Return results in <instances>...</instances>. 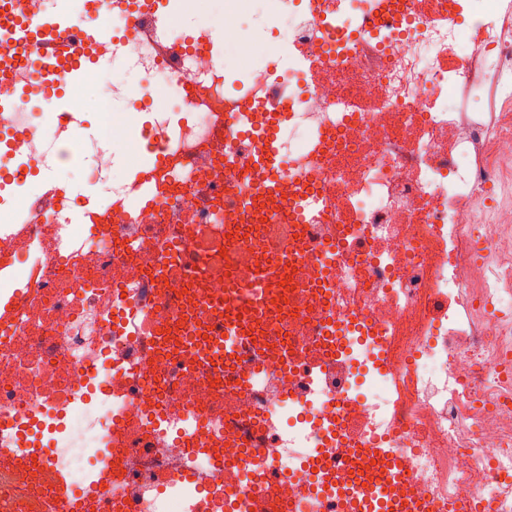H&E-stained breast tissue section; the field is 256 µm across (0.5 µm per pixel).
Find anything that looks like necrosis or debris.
Here are the masks:
<instances>
[{"label":"necrosis or debris","mask_w":512,"mask_h":512,"mask_svg":"<svg viewBox=\"0 0 512 512\" xmlns=\"http://www.w3.org/2000/svg\"><path fill=\"white\" fill-rule=\"evenodd\" d=\"M253 2L187 3L223 33L225 60L250 62L235 95L198 38L115 34L116 56L148 85H181L174 109L190 118L143 131L157 149L141 173L144 200L126 208L130 187L112 185L111 204L83 229L42 191L41 173L66 157L26 111L20 60L0 62V102L15 105L0 137L29 145L7 170L22 192L0 206V268L18 274L12 329L0 336V443L64 422L58 462L78 478L95 449H124L112 503L95 502V512H123L128 500L133 512H183L174 490L189 472L236 512H248L258 480L285 512L304 502L336 512L286 470L335 447L343 430L385 440L402 459L411 479L395 500L426 494L451 512L489 500L512 512V401L499 397L497 366L512 325L474 307L512 303V266L498 259L512 207L474 221L490 191L512 187V114L491 136L479 112L490 95L512 104V0H400L399 19L368 29L378 0H306L300 14L280 0L284 68L244 32ZM467 22L477 40L463 37ZM283 85L275 161L257 171V139L224 115L262 111ZM94 111L103 132L85 151L97 162L125 143L136 116L114 119L103 96ZM232 152L236 175L224 167ZM270 178L277 191L258 205L278 221L260 224L246 198ZM295 240L294 298L257 331L297 363H256L245 390L232 364L216 378L207 364L179 361L195 335L183 293L206 282L222 311L230 275L247 310L258 263ZM247 448L257 458L244 461Z\"/></svg>","instance_id":"4bbe7bcc"}]
</instances>
